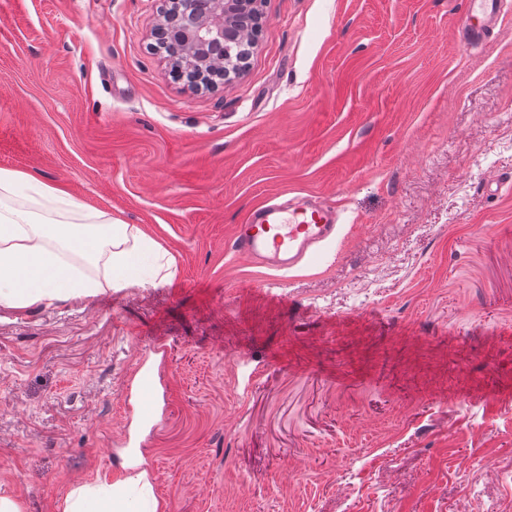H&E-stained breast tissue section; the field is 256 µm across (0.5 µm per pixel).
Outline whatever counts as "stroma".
I'll return each mask as SVG.
<instances>
[{"mask_svg": "<svg viewBox=\"0 0 512 512\" xmlns=\"http://www.w3.org/2000/svg\"><path fill=\"white\" fill-rule=\"evenodd\" d=\"M159 6L0 0V169L177 267L0 307V496L62 512L121 477L145 364L166 512L512 503V12L473 44L466 0H264L244 76L193 91L149 48ZM281 197L341 222L284 280L232 246Z\"/></svg>", "mask_w": 512, "mask_h": 512, "instance_id": "35a3bbf8", "label": "stroma"}]
</instances>
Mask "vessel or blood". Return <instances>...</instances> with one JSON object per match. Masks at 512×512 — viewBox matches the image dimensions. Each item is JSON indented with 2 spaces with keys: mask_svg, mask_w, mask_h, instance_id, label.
<instances>
[{
  "mask_svg": "<svg viewBox=\"0 0 512 512\" xmlns=\"http://www.w3.org/2000/svg\"><path fill=\"white\" fill-rule=\"evenodd\" d=\"M502 9V0H468L458 30L470 42L485 39ZM341 231L334 206L263 204L234 228L238 253L277 271H290L320 256Z\"/></svg>",
  "mask_w": 512,
  "mask_h": 512,
  "instance_id": "b4317fda",
  "label": "vessel or blood"
}]
</instances>
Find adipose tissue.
Wrapping results in <instances>:
<instances>
[{
  "label": "adipose tissue",
  "instance_id": "obj_1",
  "mask_svg": "<svg viewBox=\"0 0 512 512\" xmlns=\"http://www.w3.org/2000/svg\"><path fill=\"white\" fill-rule=\"evenodd\" d=\"M29 193L31 206H14L19 191ZM61 191L35 176L0 169V305L51 303L76 295L96 294L101 286L119 288L175 275L174 259L165 258L158 244L127 224L91 213L86 223L70 224L43 218L35 200L54 201ZM82 257L104 267L103 279L87 276L72 262ZM117 482L75 488L64 512H164L156 500H141L136 490L149 486L139 456L124 464Z\"/></svg>",
  "mask_w": 512,
  "mask_h": 512
}]
</instances>
